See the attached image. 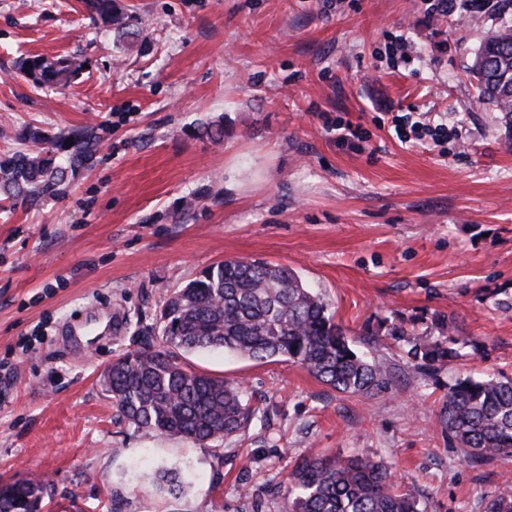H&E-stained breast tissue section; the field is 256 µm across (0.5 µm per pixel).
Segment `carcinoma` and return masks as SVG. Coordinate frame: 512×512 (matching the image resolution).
<instances>
[{
    "label": "carcinoma",
    "mask_w": 512,
    "mask_h": 512,
    "mask_svg": "<svg viewBox=\"0 0 512 512\" xmlns=\"http://www.w3.org/2000/svg\"><path fill=\"white\" fill-rule=\"evenodd\" d=\"M85 5L102 21L126 28L115 0ZM476 58L483 62L472 66L480 98L500 112L512 136V25L494 32ZM82 69L83 62L70 55L21 62L36 86L64 88ZM25 140L27 149L0 155V200L13 205L63 195L97 153L88 130L50 137L30 128ZM157 326L164 346L120 357L103 376L123 419L139 430L203 444L238 433L249 422L253 411L241 384L185 368L182 352L223 349L254 361L296 363L340 393L374 396L387 387L386 363L359 354L323 299L283 265L226 259L209 267L169 296ZM458 356L456 348L439 344L413 352L428 361ZM439 422L474 463L511 454L512 379L456 382L442 400ZM155 483L171 495L184 488L175 467L158 471ZM45 491V483L32 479L5 484L0 512H36ZM277 494L283 512H423L386 465L358 456L305 458ZM484 512H512L511 483L485 502Z\"/></svg>",
    "instance_id": "carcinoma-1"
}]
</instances>
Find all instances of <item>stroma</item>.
<instances>
[{"label":"stroma","mask_w":512,"mask_h":512,"mask_svg":"<svg viewBox=\"0 0 512 512\" xmlns=\"http://www.w3.org/2000/svg\"><path fill=\"white\" fill-rule=\"evenodd\" d=\"M481 2L444 17L426 0H116L126 35L82 0H0V154L30 126L99 138L64 196L0 209V484L42 476L41 512H281L273 490L301 459L357 455L422 512H482L512 455L472 464L438 420L457 380L512 378V142L469 71L512 9ZM32 55L85 68L38 87ZM405 113L447 140L400 141ZM217 120L218 143L201 133ZM228 258L294 269L386 361V390L194 352L183 366L243 382L246 429L198 444L129 425L102 372L160 345L166 299ZM451 339L452 361L411 354ZM169 467L180 495L152 483Z\"/></svg>","instance_id":"obj_1"}]
</instances>
